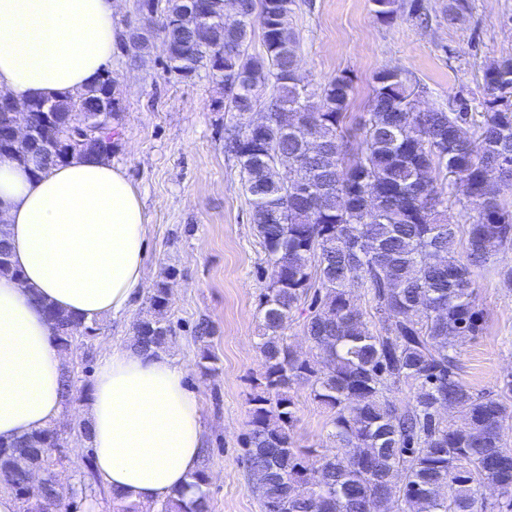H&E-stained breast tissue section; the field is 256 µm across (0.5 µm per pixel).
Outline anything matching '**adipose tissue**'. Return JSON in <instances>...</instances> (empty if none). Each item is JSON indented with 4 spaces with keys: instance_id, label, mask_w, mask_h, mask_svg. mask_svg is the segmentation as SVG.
Instances as JSON below:
<instances>
[{
    "instance_id": "adipose-tissue-1",
    "label": "adipose tissue",
    "mask_w": 512,
    "mask_h": 512,
    "mask_svg": "<svg viewBox=\"0 0 512 512\" xmlns=\"http://www.w3.org/2000/svg\"><path fill=\"white\" fill-rule=\"evenodd\" d=\"M115 0H0V89L17 101L94 84L112 59ZM0 219L18 276H0V440L64 412L63 360L45 312L90 322L145 287L147 220L125 173L76 159L43 173L0 159ZM94 467L112 493L148 505L200 466L202 423L185 370L161 351L115 347L84 410Z\"/></svg>"
}]
</instances>
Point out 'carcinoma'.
I'll return each mask as SVG.
<instances>
[{
    "instance_id": "obj_1",
    "label": "carcinoma",
    "mask_w": 512,
    "mask_h": 512,
    "mask_svg": "<svg viewBox=\"0 0 512 512\" xmlns=\"http://www.w3.org/2000/svg\"><path fill=\"white\" fill-rule=\"evenodd\" d=\"M137 22L162 37L167 71L190 79L216 56L212 75L224 89V111L237 120L228 137L267 256L260 299L261 392L252 398L246 462L262 512H512V378L494 395L473 392L459 377L458 342L481 326L472 269L512 247V209L502 199L512 183V56L484 70V112L475 119L457 99L449 109L413 111L415 89L402 72L373 76L359 145L337 149L353 78L343 72L317 90L297 79L295 0H239L246 23L224 27L225 0H156ZM390 23L404 0H371ZM469 0H450L448 20L466 19ZM262 51L249 52L255 30ZM111 73L81 91L29 99L37 147L18 158L35 172L66 163L52 146L98 112L118 126L121 108L108 97ZM263 108L265 129L247 139L248 113ZM288 155L297 165L280 179L272 170ZM464 182L461 203L477 214L468 224L448 216V197ZM0 275H17L7 225L0 224ZM371 296L379 327L352 289ZM170 289L150 297L151 314L134 323L131 347H166ZM308 304L303 333L316 353L286 356L285 330ZM59 350L93 331L77 316L46 306ZM331 412L334 447L318 465L295 445V387ZM405 387L404 406L392 393ZM458 409L456 424L438 414ZM50 431L0 441V485L26 500L48 499L50 483L28 482L32 468L50 473L43 447ZM500 497L489 504L480 489ZM191 497L162 501L160 512H210L204 473L190 477Z\"/></svg>"
}]
</instances>
